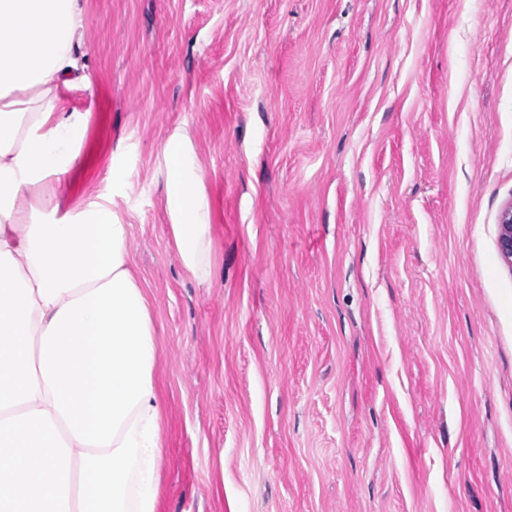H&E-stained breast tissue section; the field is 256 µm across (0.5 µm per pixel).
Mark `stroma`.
<instances>
[{"label":"stroma","instance_id":"obj_1","mask_svg":"<svg viewBox=\"0 0 512 512\" xmlns=\"http://www.w3.org/2000/svg\"><path fill=\"white\" fill-rule=\"evenodd\" d=\"M85 7L63 103L92 113V162L58 211L129 226L160 346L158 512H512V0ZM180 127L205 284L170 237ZM162 153L167 168V203L174 217L170 233L175 249L190 277L208 283L214 275L213 224L202 189V170L189 135L175 131ZM498 251L504 262L512 267V201L502 208L498 216Z\"/></svg>","mask_w":512,"mask_h":512}]
</instances>
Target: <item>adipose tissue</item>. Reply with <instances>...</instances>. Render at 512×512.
I'll use <instances>...</instances> for the list:
<instances>
[{
	"instance_id": "obj_1",
	"label": "adipose tissue",
	"mask_w": 512,
	"mask_h": 512,
	"mask_svg": "<svg viewBox=\"0 0 512 512\" xmlns=\"http://www.w3.org/2000/svg\"><path fill=\"white\" fill-rule=\"evenodd\" d=\"M84 0H0V512H157L159 342L112 210L49 221L52 178L83 171L91 114L65 107ZM175 249L214 275L202 170L166 141Z\"/></svg>"
}]
</instances>
